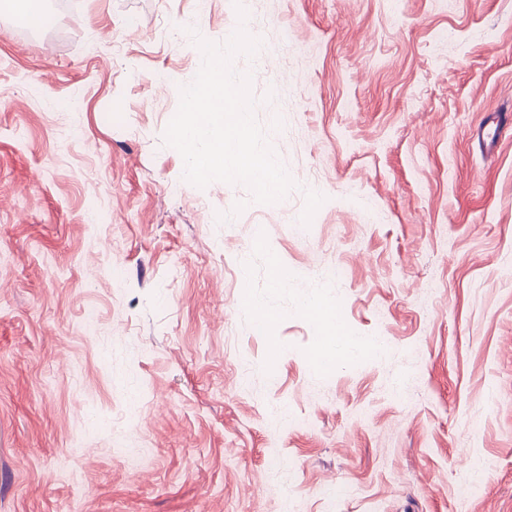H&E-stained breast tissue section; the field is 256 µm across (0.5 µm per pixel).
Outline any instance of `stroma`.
Here are the masks:
<instances>
[{"mask_svg": "<svg viewBox=\"0 0 512 512\" xmlns=\"http://www.w3.org/2000/svg\"><path fill=\"white\" fill-rule=\"evenodd\" d=\"M71 2L0 11V512H512V0ZM241 26L273 205L163 141ZM304 310L307 316L318 324L324 335L326 350L319 351L314 355V361L318 365L325 366L327 364V351L335 350L336 346H348L355 343L350 336L339 334L337 327L332 322L333 310L328 304L313 299L306 304Z\"/></svg>", "mask_w": 512, "mask_h": 512, "instance_id": "obj_1", "label": "stroma"}]
</instances>
